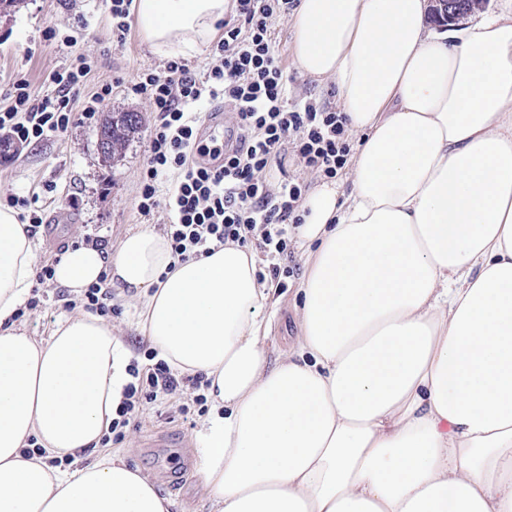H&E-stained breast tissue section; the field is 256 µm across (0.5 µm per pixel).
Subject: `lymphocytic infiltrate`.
Returning <instances> with one entry per match:
<instances>
[{
  "label": "lymphocytic infiltrate",
  "instance_id": "f902f5d3",
  "mask_svg": "<svg viewBox=\"0 0 512 512\" xmlns=\"http://www.w3.org/2000/svg\"><path fill=\"white\" fill-rule=\"evenodd\" d=\"M298 2L229 0L223 32L199 67L170 59L161 67L138 71L130 86L155 114L138 212L147 216L166 210L164 232L180 262L200 259L229 242L255 245L268 261L257 277L276 288L289 275L281 262L291 251L293 228L302 222L299 207L307 189L289 176V164L332 179L345 168L351 152L346 113L289 98L273 22ZM45 38L63 40L72 50L70 62L50 73L49 91L35 89L24 77L13 82L6 105L0 106V157L12 158L28 146L65 134L93 118L112 94L111 84L105 83L77 104L78 90L96 62L77 52L75 36H59L51 28ZM218 99L232 108L233 133L223 147L209 148L200 141L191 108ZM172 171L178 174L176 183L161 192L163 178ZM116 298L103 277L64 307L109 317L120 311ZM127 372L131 380L102 444H123L138 427L145 404L157 398H181L185 413L207 401L204 390L210 382L204 374L178 376L154 352L131 359Z\"/></svg>",
  "mask_w": 512,
  "mask_h": 512
}]
</instances>
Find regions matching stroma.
Segmentation results:
<instances>
[{"mask_svg": "<svg viewBox=\"0 0 512 512\" xmlns=\"http://www.w3.org/2000/svg\"><path fill=\"white\" fill-rule=\"evenodd\" d=\"M51 27L77 36L81 52L98 60L96 71L80 89V99L89 98L99 82H111L112 96L101 106V113H139L142 127L120 157L108 163L103 162L98 149L99 118L24 149L14 161L0 160V198L9 193L38 196L45 215L62 211L69 217L59 227V244L70 245L86 235H98L106 238L107 250L114 256L130 231L141 226L159 231L168 221L162 210L146 217L136 211L154 114L149 104L130 90L138 70L158 67L164 59L136 33L126 46L113 47L112 24L100 12L97 0H19L16 6L0 12V98L16 76H26L39 89L51 71L69 61V48L57 41H44L43 33ZM274 27L292 98H312L326 107H335L332 84L305 77L294 67L289 20L276 19ZM287 264L294 270L287 287L270 292L279 306L265 342L272 363L287 351L300 330L298 288L304 273L301 251H293ZM117 298L122 312L111 319L113 332L131 355H143L151 343L138 329L140 300L125 291L118 292ZM179 406L176 398L148 404L139 428L124 444L106 447L102 452H86L82 463L93 462L103 453L121 458L149 477L160 496L169 502L170 512H212L211 501L197 476L199 436L205 416L198 412L182 414Z\"/></svg>", "mask_w": 512, "mask_h": 512, "instance_id": "obj_1", "label": "stroma"}]
</instances>
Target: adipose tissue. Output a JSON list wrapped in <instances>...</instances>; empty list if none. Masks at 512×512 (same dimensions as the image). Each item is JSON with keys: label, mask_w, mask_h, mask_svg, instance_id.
<instances>
[{"label": "adipose tissue", "mask_w": 512, "mask_h": 512, "mask_svg": "<svg viewBox=\"0 0 512 512\" xmlns=\"http://www.w3.org/2000/svg\"><path fill=\"white\" fill-rule=\"evenodd\" d=\"M226 5L136 0L135 23L155 53L190 55ZM290 24L297 69L331 81L364 136L347 183L303 203L293 350L269 364L248 247L178 263L142 227L112 258L68 249L54 280L78 296L108 276L142 298L159 356L206 374L198 473L216 512H512V0L443 32L426 0H300ZM36 261L0 206V512H167L125 462L78 465L131 355L90 313L19 331Z\"/></svg>", "instance_id": "ef3b65f1"}]
</instances>
